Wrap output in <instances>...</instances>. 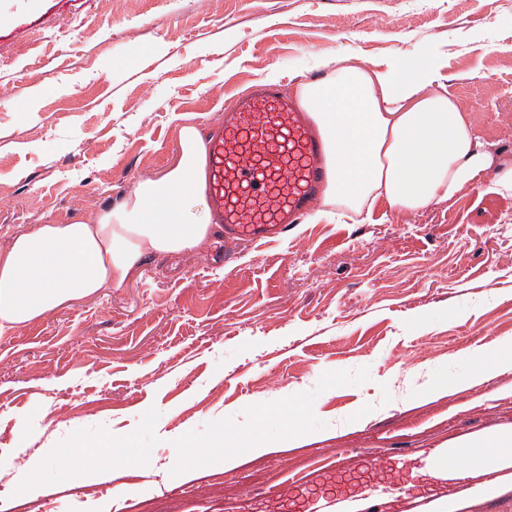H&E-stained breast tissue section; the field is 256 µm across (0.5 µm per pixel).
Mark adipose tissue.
Segmentation results:
<instances>
[{"instance_id":"obj_1","label":"adipose tissue","mask_w":512,"mask_h":512,"mask_svg":"<svg viewBox=\"0 0 512 512\" xmlns=\"http://www.w3.org/2000/svg\"><path fill=\"white\" fill-rule=\"evenodd\" d=\"M329 74L297 86L325 138L342 142L328 157L330 183L317 217L327 209L355 215L380 200L415 212L452 199L464 186L481 184L489 157L473 125L444 91L439 65L399 56L368 68L354 54L323 62ZM180 152L161 177L139 181L119 203L93 222L53 220L14 235L0 247V334L48 317L75 297L121 287L148 253L181 254L212 236V224H187L180 188L186 175L204 183L207 143L197 127L181 126ZM438 449L422 473L436 481L480 479L484 497L512 488L486 480L512 465V433Z\"/></svg>"}]
</instances>
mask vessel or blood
<instances>
[{"label": "vessel or blood", "instance_id": "vessel-or-blood-1", "mask_svg": "<svg viewBox=\"0 0 512 512\" xmlns=\"http://www.w3.org/2000/svg\"><path fill=\"white\" fill-rule=\"evenodd\" d=\"M328 146L311 113L276 87L257 85L215 123L206 197L225 240L283 238L327 185Z\"/></svg>", "mask_w": 512, "mask_h": 512}]
</instances>
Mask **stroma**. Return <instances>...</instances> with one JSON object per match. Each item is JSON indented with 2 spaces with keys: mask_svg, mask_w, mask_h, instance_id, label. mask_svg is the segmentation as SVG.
<instances>
[{
  "mask_svg": "<svg viewBox=\"0 0 512 512\" xmlns=\"http://www.w3.org/2000/svg\"><path fill=\"white\" fill-rule=\"evenodd\" d=\"M0 246L91 221L269 69L425 55L492 168L512 165V0H0ZM82 21L74 34L73 21ZM512 196L147 256L124 287L0 335V512H269L384 458L512 429ZM111 437L124 463L71 455ZM259 439L263 455L251 453Z\"/></svg>",
  "mask_w": 512,
  "mask_h": 512,
  "instance_id": "stroma-1",
  "label": "stroma"
}]
</instances>
